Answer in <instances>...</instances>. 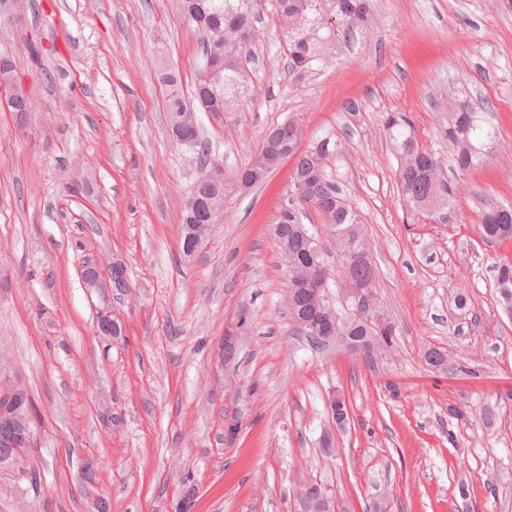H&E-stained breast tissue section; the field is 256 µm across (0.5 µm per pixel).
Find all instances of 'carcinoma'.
<instances>
[{
    "instance_id": "1",
    "label": "carcinoma",
    "mask_w": 512,
    "mask_h": 512,
    "mask_svg": "<svg viewBox=\"0 0 512 512\" xmlns=\"http://www.w3.org/2000/svg\"><path fill=\"white\" fill-rule=\"evenodd\" d=\"M259 0H172V6L187 24L204 32L203 64L207 67L214 49H224L228 60L214 68L209 82L195 79L193 100L186 99L180 76L170 69L160 71L165 87V108L169 131L185 118L205 111L204 102L217 100L226 112H238L254 99L257 90L242 58L251 55L254 39L239 38L242 30L255 27ZM274 12L279 21V36L288 59V74L300 83L322 66L337 58L341 42L353 32L367 33L372 27L369 0H274ZM442 112V133L447 142L448 163L458 172H467L480 164L484 141L495 138L492 127L483 125L484 118L474 103L462 91L448 89L447 99L434 104ZM387 128L396 131L394 141L400 156L399 179L407 203L419 215L443 224L451 221L450 202L453 187L439 174L441 153L422 147L410 133L411 126L403 116H392ZM191 135L198 150L200 164L211 162L208 146L203 143L199 123H194ZM304 129L292 116L268 127L261 135L260 147L250 162L241 169L224 174V184L214 188L199 181L190 194L205 199L211 196L227 198L236 191L238 176L246 172L258 186L266 181L278 164L290 157L297 158L288 191L275 219V240L278 249L288 248V256L300 265L326 268L327 249L319 240L307 241L299 232L301 217L311 208L329 224L336 235L338 252L351 248L361 251L365 243L361 214L335 186L326 173L325 161L342 150V144L329 136L315 147L302 151L300 143ZM182 223L209 224L206 205L195 209L183 207ZM481 238L488 243L512 240V207L488 205L480 228ZM348 275L373 281V270L367 259H358ZM497 283L506 304L512 303V264L497 267ZM297 289L296 303L289 308L291 321L297 319L320 322V315L311 304L310 288L288 283ZM352 335L360 342L388 345L395 331L392 324L382 328L369 313L364 300H359L354 312L346 317ZM12 426L0 422V458L16 453L13 448Z\"/></svg>"
}]
</instances>
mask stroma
<instances>
[{
    "mask_svg": "<svg viewBox=\"0 0 512 512\" xmlns=\"http://www.w3.org/2000/svg\"><path fill=\"white\" fill-rule=\"evenodd\" d=\"M370 4L371 34L301 83L265 8L256 98L198 119L229 173L292 115L302 147L342 140L327 171L364 219L370 307L395 328L371 361L291 325L274 219L294 160L230 196L184 256L200 171L170 138L158 76L172 69L191 91L202 60L169 0H30L0 20V57L28 101L0 107V377L31 399L37 474L0 471V512H96L100 495L110 512H177L187 496L189 512H305V482L329 488L335 512H512V309L495 270L512 242L479 234L483 200L512 206V8ZM460 80L497 134L439 224L411 213L385 120L406 116L420 145L441 148L430 101ZM88 259L122 261L126 289L84 288ZM104 310L122 335L99 334ZM432 348L447 369L427 364Z\"/></svg>",
    "mask_w": 512,
    "mask_h": 512,
    "instance_id": "35a3bbf8",
    "label": "stroma"
}]
</instances>
